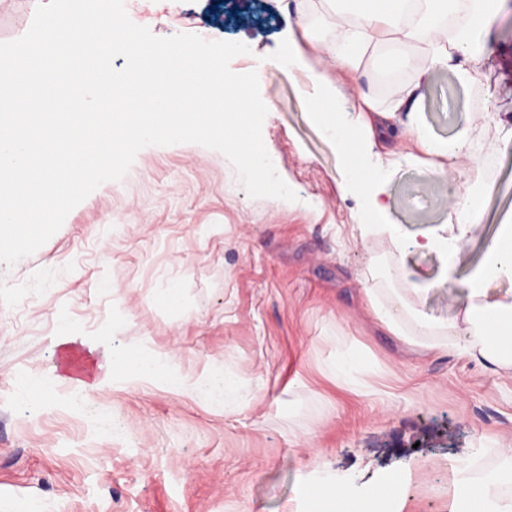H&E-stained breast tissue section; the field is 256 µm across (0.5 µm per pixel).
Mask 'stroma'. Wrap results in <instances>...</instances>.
<instances>
[{
  "label": "stroma",
  "mask_w": 512,
  "mask_h": 512,
  "mask_svg": "<svg viewBox=\"0 0 512 512\" xmlns=\"http://www.w3.org/2000/svg\"><path fill=\"white\" fill-rule=\"evenodd\" d=\"M129 18L159 37L248 40L237 73L275 58L300 13L312 24L300 47L309 67L336 32L319 0H124ZM39 0H0V42L29 29ZM492 59L462 84L440 70L420 90L435 144L458 140L473 161L458 182L484 220L449 287L419 301L415 283L443 276L437 253L414 246L459 220L448 183L412 159L386 183V223L403 241L361 236L358 198L341 194L345 158L312 120L303 71H269L262 136L288 205L247 195L220 152L194 143L140 150L123 179L102 184L33 255L0 263V512H309L299 489L340 479L365 498L395 482L404 512H448L453 473L501 462L512 442V372L428 350L405 326L389 333L361 308L362 290L433 315L455 317L485 245L512 212V0L493 29ZM389 56L380 45L365 72L339 84L343 110L356 85L378 110ZM177 285L180 303L160 291ZM74 329L76 342L62 328ZM169 356L183 373L231 374L234 409L177 392L165 381L113 372L103 348ZM352 355L343 380L327 371ZM51 386L48 396L35 385Z\"/></svg>",
  "instance_id": "35a3bbf8"
}]
</instances>
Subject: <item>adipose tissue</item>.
I'll list each match as a JSON object with an SVG mask.
<instances>
[{
	"label": "adipose tissue",
	"mask_w": 512,
	"mask_h": 512,
	"mask_svg": "<svg viewBox=\"0 0 512 512\" xmlns=\"http://www.w3.org/2000/svg\"><path fill=\"white\" fill-rule=\"evenodd\" d=\"M493 0H324L336 28L337 38L323 47L327 65L312 76L315 92L306 106L315 122L330 140L349 156L341 190H355L364 209L378 215L383 204L378 185L385 181L389 168L370 162L374 149L394 155L403 142H410L428 156L433 174L450 179L447 150H434L431 140L417 120L418 91L432 73L449 70L468 80L476 75L470 68L473 51L495 53L492 38ZM389 44L395 53L409 47L421 48L427 59L414 80L393 83L391 107L381 112L367 91L357 89L351 117H342L336 107V88L345 74L359 71L371 49ZM482 222L477 202L466 201L463 219L451 236H425L422 248L437 252L444 264L456 265ZM512 280V215H506L500 229L486 245L485 261L465 290L454 319L427 315L408 306L383 305L372 289L364 291V309L394 335H401L404 321H411L423 335L433 337V349L455 351L475 361L484 362L487 370L498 373L512 369V291L500 294L491 288L493 281ZM471 337V344L451 347L448 336ZM122 371L131 378L155 381L164 379L177 391L200 393L202 379L175 373L168 359L144 352H132L119 358ZM302 496L311 512H383V501L395 507L403 502L393 490H385L373 499L349 500L340 485L323 482L302 487Z\"/></svg>",
	"instance_id": "obj_1"
}]
</instances>
